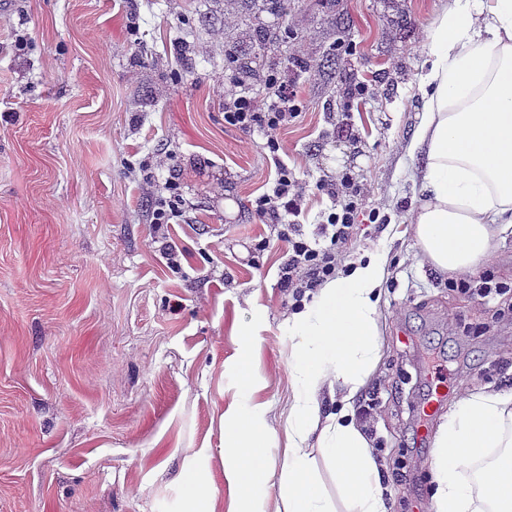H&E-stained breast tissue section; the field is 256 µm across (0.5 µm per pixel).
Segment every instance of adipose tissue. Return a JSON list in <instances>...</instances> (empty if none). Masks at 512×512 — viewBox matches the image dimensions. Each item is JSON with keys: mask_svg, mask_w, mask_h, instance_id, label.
<instances>
[{"mask_svg": "<svg viewBox=\"0 0 512 512\" xmlns=\"http://www.w3.org/2000/svg\"><path fill=\"white\" fill-rule=\"evenodd\" d=\"M417 85L422 101L414 146L425 153L423 199L412 232L443 274L475 273L495 239L512 228V0H448L426 29ZM388 256L352 262L288 319L291 389L282 430L254 381L256 326H240L238 378L224 409V481L229 512H264L278 480L283 512H337L321 493L315 455L336 470L348 512H390L381 465L355 421L353 400L379 359V302ZM340 397L322 414L323 397ZM283 441L280 467L266 451ZM432 512L512 507V468L489 463V449L512 448V387L469 390L435 436Z\"/></svg>", "mask_w": 512, "mask_h": 512, "instance_id": "ef3b65f1", "label": "adipose tissue"}]
</instances>
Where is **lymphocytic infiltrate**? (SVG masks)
<instances>
[{
    "mask_svg": "<svg viewBox=\"0 0 512 512\" xmlns=\"http://www.w3.org/2000/svg\"><path fill=\"white\" fill-rule=\"evenodd\" d=\"M267 82L272 94L265 100L238 93L226 98L224 121L245 134H261L263 147L277 169L270 189L255 199L253 211L259 218L271 220L278 241L286 245L279 283L293 308L298 309L306 294L315 292L325 280L335 277L356 239L360 215H367L374 222L379 214L366 210L360 190L350 177L344 176L340 181L324 184L323 189L332 199L333 207L322 224L316 225L312 232H305L298 218L308 188L282 161L283 145L279 139L280 131L299 116L302 103L279 73H270Z\"/></svg>",
    "mask_w": 512,
    "mask_h": 512,
    "instance_id": "lymphocytic-infiltrate-1",
    "label": "lymphocytic infiltrate"
}]
</instances>
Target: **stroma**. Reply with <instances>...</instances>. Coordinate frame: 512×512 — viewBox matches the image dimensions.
Listing matches in <instances>:
<instances>
[{
  "instance_id": "stroma-1",
  "label": "stroma",
  "mask_w": 512,
  "mask_h": 512,
  "mask_svg": "<svg viewBox=\"0 0 512 512\" xmlns=\"http://www.w3.org/2000/svg\"><path fill=\"white\" fill-rule=\"evenodd\" d=\"M0 11V512H183L207 465L224 485L221 416L236 326L260 325L254 378L288 400L285 245L251 203L275 166L224 121V55L247 30L238 0H8ZM448 0H298L276 68L303 101L281 131L308 184L305 231L330 206L316 184L353 174L386 222L354 255L387 252L376 458L391 512H424L432 433L419 408L432 362L467 388L512 378V321L449 290L409 231L420 202L407 153L426 27ZM351 44L352 55H331ZM146 46L144 60L134 51ZM334 65H327V58ZM293 58L306 68L290 66ZM368 86L346 98L351 81ZM178 223L155 229L167 180ZM269 239L265 251L255 245ZM174 247L179 268L163 251Z\"/></svg>"
}]
</instances>
